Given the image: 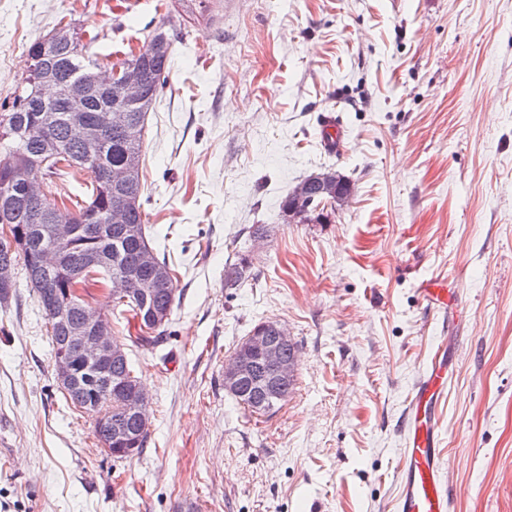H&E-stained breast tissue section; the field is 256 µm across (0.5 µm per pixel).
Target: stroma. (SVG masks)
<instances>
[{
	"instance_id": "35a3bbf8",
	"label": "stroma",
	"mask_w": 512,
	"mask_h": 512,
	"mask_svg": "<svg viewBox=\"0 0 512 512\" xmlns=\"http://www.w3.org/2000/svg\"><path fill=\"white\" fill-rule=\"evenodd\" d=\"M64 19L99 61L158 24L173 39L141 179L176 302L141 342L96 292L150 400L143 453L116 460L67 405L17 275L0 305V512H396L406 407L450 332L452 512H512V0H204L191 18L180 0H0V112ZM334 110L340 157L320 144ZM322 171L352 199L289 222L281 200ZM240 255L248 277L227 287ZM425 280L448 283L453 316L423 301ZM265 320L299 364L260 415L225 391L224 364Z\"/></svg>"
}]
</instances>
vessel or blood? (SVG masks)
<instances>
[{"mask_svg":"<svg viewBox=\"0 0 512 512\" xmlns=\"http://www.w3.org/2000/svg\"><path fill=\"white\" fill-rule=\"evenodd\" d=\"M321 145L328 153L342 154L346 132L336 115L321 116ZM421 295L428 306L447 310L448 290L436 282H426ZM452 361L438 351L415 385L406 412V446L401 453L400 492L397 512H450L452 498L440 470L438 406L441 403Z\"/></svg>","mask_w":512,"mask_h":512,"instance_id":"b4317fda","label":"vessel or blood"}]
</instances>
